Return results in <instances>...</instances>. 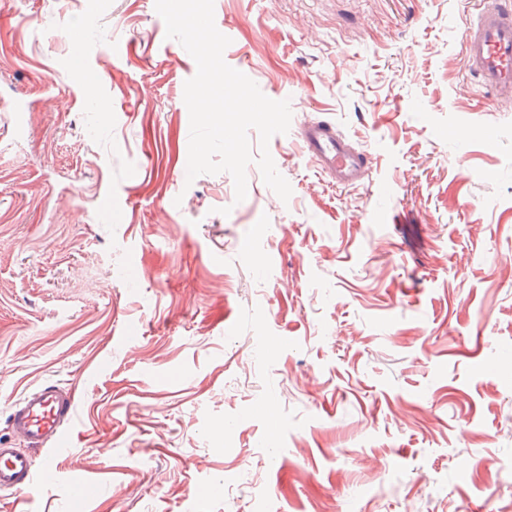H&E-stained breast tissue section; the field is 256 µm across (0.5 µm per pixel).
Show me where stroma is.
<instances>
[{"mask_svg": "<svg viewBox=\"0 0 512 512\" xmlns=\"http://www.w3.org/2000/svg\"><path fill=\"white\" fill-rule=\"evenodd\" d=\"M214 13L290 103L289 200L188 180L155 0H0V444L28 391L77 395L57 480L0 512H512V104L467 71L471 0ZM325 119L363 184L303 153ZM308 158L338 186L358 185L369 169V152L357 150L329 121H309L299 133Z\"/></svg>", "mask_w": 512, "mask_h": 512, "instance_id": "1", "label": "stroma"}]
</instances>
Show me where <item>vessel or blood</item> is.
Wrapping results in <instances>:
<instances>
[{
	"instance_id": "obj_1",
	"label": "vessel or blood",
	"mask_w": 512,
	"mask_h": 512,
	"mask_svg": "<svg viewBox=\"0 0 512 512\" xmlns=\"http://www.w3.org/2000/svg\"><path fill=\"white\" fill-rule=\"evenodd\" d=\"M476 17L466 30L463 54L477 83L498 98L512 99V0H476ZM308 158L337 185L359 184L369 169V153L352 146L328 121H309L300 131ZM76 396L72 391L46 384L23 395L14 405L9 421L26 449L0 446V489L25 495L35 482L56 478L55 453L72 443L69 425ZM51 448L42 469H34L33 448Z\"/></svg>"
}]
</instances>
